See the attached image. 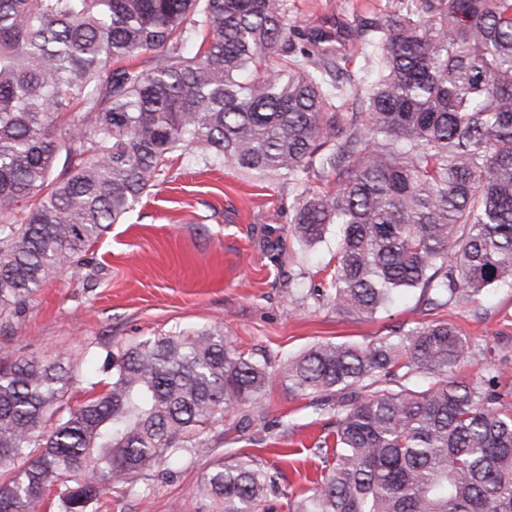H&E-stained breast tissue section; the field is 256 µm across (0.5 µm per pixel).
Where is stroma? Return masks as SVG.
<instances>
[{
    "label": "stroma",
    "instance_id": "1",
    "mask_svg": "<svg viewBox=\"0 0 512 512\" xmlns=\"http://www.w3.org/2000/svg\"><path fill=\"white\" fill-rule=\"evenodd\" d=\"M392 3L288 0V18L299 30L329 34L356 81L364 60L347 26ZM293 202L286 179L174 153L150 194L90 248L88 265L52 277L0 326V358L59 360L78 370L85 350L116 353L140 337L180 327L222 329L244 354L277 364L320 342L366 345L443 319L477 350L459 375L494 376L512 410V289L494 288L476 302L435 311L413 289L370 317L337 312L317 296L336 267L337 232L302 245L290 222ZM262 403L261 418L243 406L225 412L214 456L187 461L167 479L143 473L138 486L113 488L96 512H207L196 487L215 456L237 452L279 470L281 486L307 487L319 465L311 447L330 412L291 394L276 377Z\"/></svg>",
    "mask_w": 512,
    "mask_h": 512
}]
</instances>
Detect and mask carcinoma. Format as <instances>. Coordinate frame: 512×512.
<instances>
[{
    "label": "carcinoma",
    "mask_w": 512,
    "mask_h": 512,
    "mask_svg": "<svg viewBox=\"0 0 512 512\" xmlns=\"http://www.w3.org/2000/svg\"><path fill=\"white\" fill-rule=\"evenodd\" d=\"M368 81L341 79L286 0H0V322L130 214L176 151L296 186L295 236L340 227L327 302L373 315L419 288L437 310L512 288V0H395L352 30ZM151 54L146 67L112 62ZM331 177L314 193L308 174ZM448 322L281 362L335 419L313 486L217 458L210 512H512V411ZM72 410L61 362L0 360V512H94L114 485L214 452L226 409L264 415L271 361L183 329L107 353ZM82 380V378H80ZM93 382H99L96 386V389L93 391L90 388L89 381H75L67 386L63 392V402L62 404L66 406H71L72 408L78 407L89 395L93 392H99L108 381V374L104 372H99L97 377L92 380Z\"/></svg>",
    "instance_id": "obj_1"
}]
</instances>
